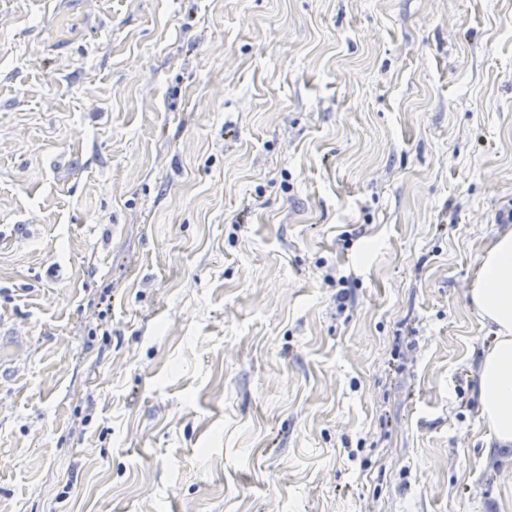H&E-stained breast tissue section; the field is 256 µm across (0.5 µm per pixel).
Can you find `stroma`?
<instances>
[{"label":"stroma","mask_w":512,"mask_h":512,"mask_svg":"<svg viewBox=\"0 0 512 512\" xmlns=\"http://www.w3.org/2000/svg\"><path fill=\"white\" fill-rule=\"evenodd\" d=\"M511 213L512 0H0V512H512ZM471 302L495 329L479 364L480 417L489 438L512 446V231L499 234L478 268Z\"/></svg>","instance_id":"1"}]
</instances>
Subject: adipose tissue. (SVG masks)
<instances>
[{"label": "adipose tissue", "mask_w": 512, "mask_h": 512, "mask_svg": "<svg viewBox=\"0 0 512 512\" xmlns=\"http://www.w3.org/2000/svg\"><path fill=\"white\" fill-rule=\"evenodd\" d=\"M479 315L495 328L479 364L480 417L499 445L512 446V231L485 251L470 290Z\"/></svg>", "instance_id": "1"}]
</instances>
